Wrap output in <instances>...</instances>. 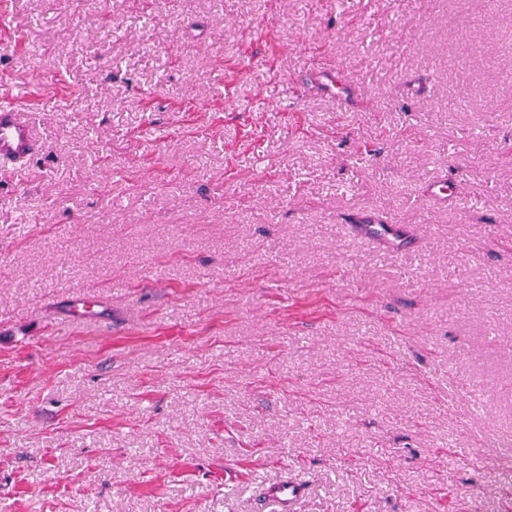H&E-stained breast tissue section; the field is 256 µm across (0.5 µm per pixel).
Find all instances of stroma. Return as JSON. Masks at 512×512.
I'll list each match as a JSON object with an SVG mask.
<instances>
[{
	"mask_svg": "<svg viewBox=\"0 0 512 512\" xmlns=\"http://www.w3.org/2000/svg\"><path fill=\"white\" fill-rule=\"evenodd\" d=\"M21 89L0 512H512V0H0ZM310 83L316 91L331 98L348 95L349 86L336 67L319 68ZM350 228L361 239L380 244L384 254L394 255L404 249L405 236L401 230L402 227L397 224H387L375 214L356 215L351 221ZM307 491L304 482L282 480L269 484L265 489V498L278 506V512H294V505Z\"/></svg>",
	"mask_w": 512,
	"mask_h": 512,
	"instance_id": "35a3bbf8",
	"label": "stroma"
}]
</instances>
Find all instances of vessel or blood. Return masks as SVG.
<instances>
[{"label": "vessel or blood", "mask_w": 512, "mask_h": 512, "mask_svg": "<svg viewBox=\"0 0 512 512\" xmlns=\"http://www.w3.org/2000/svg\"><path fill=\"white\" fill-rule=\"evenodd\" d=\"M312 87L328 97L344 96L349 86L341 71L322 67L311 80ZM40 147L35 130L20 102H0V164L23 166ZM352 232L361 239L381 245L384 254L394 255L404 248L405 237L399 225L381 220L377 215H356L350 224ZM307 491L304 482L282 480L269 484L265 497L274 502L278 512H294L295 504Z\"/></svg>", "instance_id": "vessel-or-blood-1"}]
</instances>
